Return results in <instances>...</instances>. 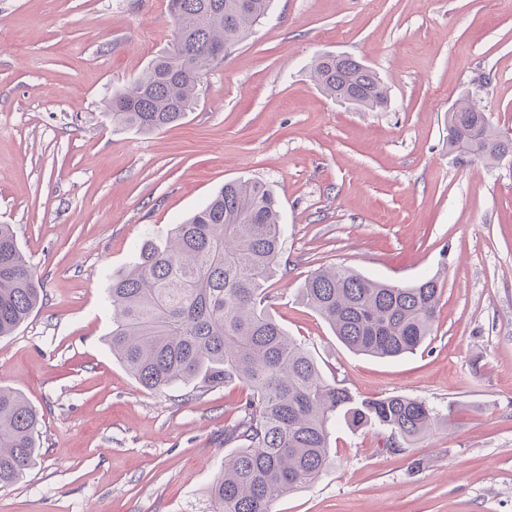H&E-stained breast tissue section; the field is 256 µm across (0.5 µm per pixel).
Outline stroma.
<instances>
[{"mask_svg": "<svg viewBox=\"0 0 512 512\" xmlns=\"http://www.w3.org/2000/svg\"><path fill=\"white\" fill-rule=\"evenodd\" d=\"M173 34L166 0H0V224L43 288L0 338V386L43 419L0 512H211L246 391L145 389L106 342L107 295L143 239L240 179L279 200L268 308L326 377L445 416L399 453L337 425L327 471L273 512H512V168L457 159L447 140L477 76L480 107L512 133V0H273L178 125L113 127L106 100ZM325 52L373 67L388 107L318 90L309 72ZM329 264L398 285L438 275L432 336L396 361L345 347L299 297Z\"/></svg>", "mask_w": 512, "mask_h": 512, "instance_id": "1", "label": "stroma"}]
</instances>
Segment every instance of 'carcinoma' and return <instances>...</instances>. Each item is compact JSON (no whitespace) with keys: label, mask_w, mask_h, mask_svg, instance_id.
Returning <instances> with one entry per match:
<instances>
[{"label":"carcinoma","mask_w":512,"mask_h":512,"mask_svg":"<svg viewBox=\"0 0 512 512\" xmlns=\"http://www.w3.org/2000/svg\"><path fill=\"white\" fill-rule=\"evenodd\" d=\"M271 3L167 0L175 26L171 48L112 93L106 112L112 126L152 133L181 122L197 104L202 76L252 34ZM216 45L224 56L212 57ZM310 77L323 94L357 110L388 106L389 88L355 58L321 54ZM448 148L460 159L512 163V136L493 126L470 91L448 113ZM282 236L280 205L268 185L229 182L174 225L165 242L143 241L138 260L112 277L108 289V344L141 386L248 388L224 427V443L237 448L209 487L212 512H272L280 498L316 483L333 460L331 435L341 419L354 429L388 434L393 452L441 420L423 399L359 398L323 375L265 306ZM441 292L434 276L395 285L328 266L311 274L300 298L349 349L396 359L432 335ZM41 300L12 225L0 224V337L12 335ZM39 427L23 395L1 386L0 488L18 482L34 464Z\"/></svg>","instance_id":"1"}]
</instances>
